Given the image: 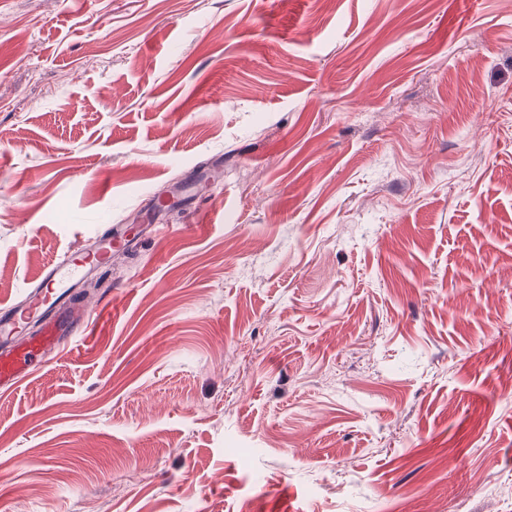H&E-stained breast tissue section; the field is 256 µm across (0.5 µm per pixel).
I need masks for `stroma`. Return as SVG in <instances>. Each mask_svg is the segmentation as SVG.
Instances as JSON below:
<instances>
[{
  "instance_id": "1",
  "label": "stroma",
  "mask_w": 512,
  "mask_h": 512,
  "mask_svg": "<svg viewBox=\"0 0 512 512\" xmlns=\"http://www.w3.org/2000/svg\"><path fill=\"white\" fill-rule=\"evenodd\" d=\"M0 512H512V0H0ZM105 226L92 250L75 248L61 253L44 270L22 304L0 308V390H9L48 363V354L63 336H87L94 318L93 308H83L69 298L88 273L104 272L112 251L127 240L122 224ZM40 322L38 331L25 334L30 323ZM25 335V336H24Z\"/></svg>"
}]
</instances>
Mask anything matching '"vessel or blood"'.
Instances as JSON below:
<instances>
[{
  "mask_svg": "<svg viewBox=\"0 0 512 512\" xmlns=\"http://www.w3.org/2000/svg\"><path fill=\"white\" fill-rule=\"evenodd\" d=\"M127 237L124 225H106L93 249L61 253L23 303L0 307V390L16 387L46 366L63 337L87 335L94 311L72 302L70 294L86 274L106 271L113 250Z\"/></svg>",
  "mask_w": 512,
  "mask_h": 512,
  "instance_id": "vessel-or-blood-1",
  "label": "vessel or blood"
}]
</instances>
